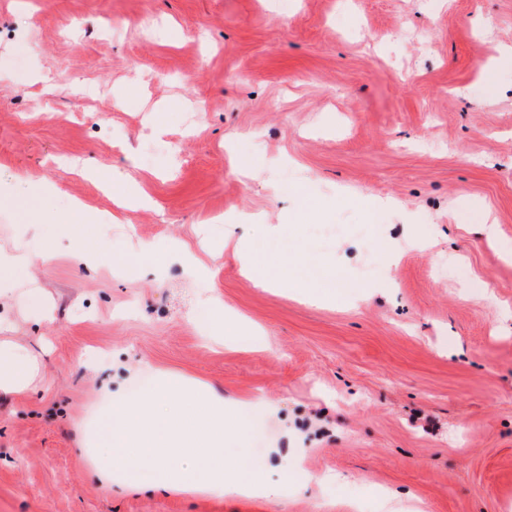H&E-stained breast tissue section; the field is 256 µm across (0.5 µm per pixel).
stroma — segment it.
Segmentation results:
<instances>
[{"label":"stroma","mask_w":512,"mask_h":512,"mask_svg":"<svg viewBox=\"0 0 512 512\" xmlns=\"http://www.w3.org/2000/svg\"><path fill=\"white\" fill-rule=\"evenodd\" d=\"M128 173L149 207L117 206ZM32 179L53 210L87 205L81 236L27 233ZM417 227L429 249L405 247ZM16 238L53 252L31 275L55 313L11 316L47 356L0 398V512H382L384 488L512 512V0H0V244ZM240 239L279 287L242 274ZM212 295L258 340L208 339ZM117 363L125 396L165 376L252 404L229 453L279 496L103 485L82 446ZM288 456L346 480L289 482Z\"/></svg>","instance_id":"1"}]
</instances>
